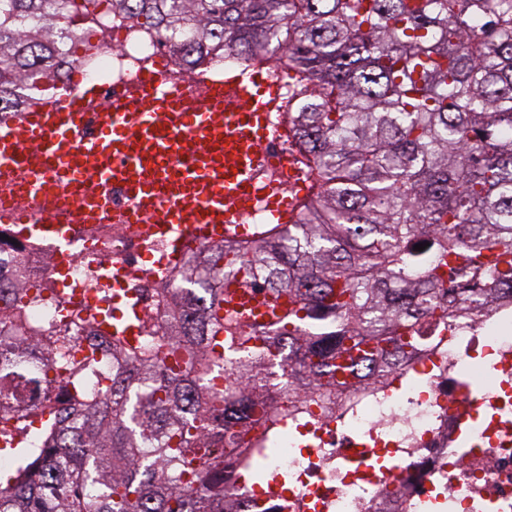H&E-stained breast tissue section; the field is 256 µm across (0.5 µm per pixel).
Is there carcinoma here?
<instances>
[{"mask_svg": "<svg viewBox=\"0 0 512 512\" xmlns=\"http://www.w3.org/2000/svg\"><path fill=\"white\" fill-rule=\"evenodd\" d=\"M199 63L221 47L246 63L276 50L299 80L294 136L317 170L290 224L226 239L180 271L166 335L97 328L112 383L92 403L50 413L47 459L26 448L0 480V512H227L228 436L247 479L288 512V479L260 461L291 419L336 418L359 384L406 361L422 320L512 300V0H108ZM99 0H0V103L48 80L29 23L46 38L96 15ZM429 243L422 251L420 243ZM23 291L0 284L14 329ZM52 343L67 364L71 337ZM277 412L253 418L256 392L224 395L249 374L275 383ZM48 385L30 358L0 348V381ZM316 398L301 401L295 391Z\"/></svg>", "mask_w": 512, "mask_h": 512, "instance_id": "obj_1", "label": "carcinoma"}]
</instances>
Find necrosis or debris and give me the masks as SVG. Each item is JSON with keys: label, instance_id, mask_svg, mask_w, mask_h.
I'll list each match as a JSON object with an SVG mask.
<instances>
[{"label": "necrosis or debris", "instance_id": "obj_1", "mask_svg": "<svg viewBox=\"0 0 512 512\" xmlns=\"http://www.w3.org/2000/svg\"><path fill=\"white\" fill-rule=\"evenodd\" d=\"M80 26L93 49L57 56L54 81L71 85L81 79L98 86L101 96L119 95L158 61L172 88L205 98L192 82L197 65L169 51L154 30L105 6L96 20ZM263 150L274 161H288L277 172L279 180L313 186L294 140L282 134ZM24 181L21 173L0 180V200L13 198L34 218L46 209L70 211L75 258L56 271L55 238L0 225V273L27 290L23 332L0 322V342L28 348L43 363L53 358L49 339L58 334L72 336V362L97 350L100 364L86 389L92 401L112 378V349L95 332L113 310L112 274L124 272L122 286L148 325H166L171 315L161 300L173 292L178 273L143 278L139 271L161 263L170 238L146 239L120 223L131 206L121 187L63 185L43 201L27 196ZM405 369L415 377L412 387L363 386L334 420L294 428L280 452L267 457V467L288 473L289 512H512V305L456 323ZM70 380L61 371L52 389L21 393L0 410V432L39 447L41 416L71 401Z\"/></svg>", "mask_w": 512, "mask_h": 512}]
</instances>
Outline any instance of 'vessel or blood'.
Segmentation results:
<instances>
[{"label":"vessel or blood","instance_id":"1","mask_svg":"<svg viewBox=\"0 0 512 512\" xmlns=\"http://www.w3.org/2000/svg\"><path fill=\"white\" fill-rule=\"evenodd\" d=\"M195 80L207 86L205 100L176 94L159 67L143 70L134 89L103 102L90 135L82 120L98 92L76 84L63 105L0 124V172L27 174L25 188L38 198L52 194L63 170L78 182L123 184L131 222L166 225L176 251L243 235L257 207L264 223L291 222L296 199L261 180L269 164L262 146L284 130L278 83L258 67Z\"/></svg>","mask_w":512,"mask_h":512}]
</instances>
